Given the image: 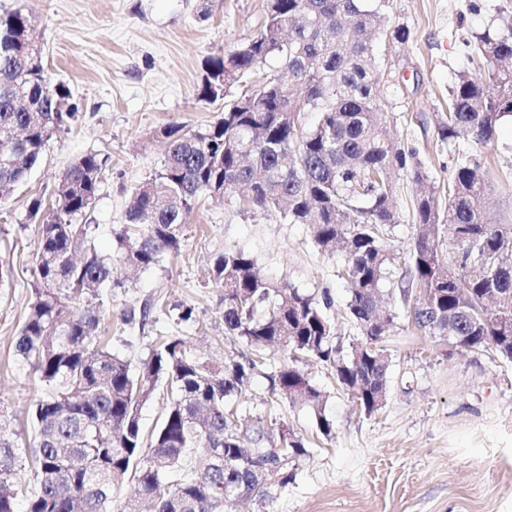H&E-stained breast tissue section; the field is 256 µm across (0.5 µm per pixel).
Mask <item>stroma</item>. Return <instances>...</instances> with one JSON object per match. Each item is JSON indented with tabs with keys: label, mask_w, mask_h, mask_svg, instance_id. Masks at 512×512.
Wrapping results in <instances>:
<instances>
[{
	"label": "stroma",
	"mask_w": 512,
	"mask_h": 512,
	"mask_svg": "<svg viewBox=\"0 0 512 512\" xmlns=\"http://www.w3.org/2000/svg\"><path fill=\"white\" fill-rule=\"evenodd\" d=\"M36 15V36L52 82L65 84L77 113L47 142L23 186L0 199V413L16 432L22 482H30L28 410L35 397L32 372L14 354V341L33 299L30 271L39 226L28 218L34 195L51 199L58 177L78 157L107 155L97 196L83 216L87 240L99 254L114 253L115 234L127 224L131 192L154 177L166 147L163 126L195 129L221 117L224 101L197 102L208 57L228 53L259 30L266 0H21ZM390 24L409 28L405 45L376 37L382 72L380 107L400 145L418 150L438 185H446L455 155L434 130L448 109L456 71L480 76L469 58L474 33L512 21V0H389ZM489 163L486 212L491 223L512 224V123L498 130ZM399 223L384 243L394 258L382 286L394 316L384 341L389 356L388 395L374 413L360 410L331 370L307 366L326 395L334 422L331 438L315 429L312 412L277 401L271 360L250 391L235 398L242 427L257 420L287 425L308 453L293 478L268 499H252L239 512H512V364L490 349L467 350L418 330L403 302L405 260L412 244L416 187L397 173ZM243 249L260 272L301 292L330 295L328 310L343 345L361 338L346 316L348 285L341 254L327 255L307 224H291L237 198L201 199L183 226L178 253L134 275L117 272L100 308V331L112 350L131 361L146 358L159 333L181 338L200 360L238 358L243 343L224 332V292L207 277L216 256ZM194 307L195 321L178 320V304ZM152 305L146 323L121 315Z\"/></svg>",
	"instance_id": "obj_1"
}]
</instances>
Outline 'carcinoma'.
I'll use <instances>...</instances> for the list:
<instances>
[{"label":"carcinoma","instance_id":"obj_1","mask_svg":"<svg viewBox=\"0 0 512 512\" xmlns=\"http://www.w3.org/2000/svg\"><path fill=\"white\" fill-rule=\"evenodd\" d=\"M385 20L383 0H267L255 38L206 60L197 100L215 101L223 76L247 90L205 128L161 129L168 141L161 169L134 189L128 224L115 236L121 264L157 267L178 251L186 217L203 197L242 191L257 209L315 225L321 251L342 249L348 316L362 339L344 353L327 314L329 294L318 301L262 277L253 256L226 249L212 277L224 289L225 333L247 348L241 359L210 365L168 337L136 366L112 352L99 334L100 310L91 304L116 285L112 260L85 245L86 225L77 223L96 197L107 158L86 154L64 172L51 203L36 195L28 208L39 224V248L15 353L41 389L30 409L34 486L24 489L16 479L18 447L0 417V512H16L20 494L27 512H112L114 494L130 479L138 497L121 512H142L143 501L155 512H235L254 494L269 496L292 477L288 464L307 453L303 438L288 429L275 446L265 425L242 435L234 423L231 400L250 389L269 346L288 355L271 376L272 393L311 408L321 435H333L334 423L325 395L299 366L303 360L330 368L365 413L379 410L389 364L368 344L380 343L392 326L378 301L393 262L380 234L399 223L396 171L410 173L416 186L403 287L406 300L425 295L410 310L415 327L458 336V345L490 348L512 363V225L486 222L487 170L477 156L458 150L442 206L417 149L395 145L379 111V67L368 39ZM32 27L27 9L0 15V146L15 131L21 136L11 144L10 163H0V190L23 184L46 142L74 117L68 87L51 81L43 60L32 59ZM471 54L485 77L456 75L448 112L435 128L444 145H492L500 123L512 119V23L475 35ZM269 59L279 61L288 79L256 80ZM17 81L25 84L31 112L14 101ZM307 112L318 113L312 126L304 122ZM445 236L455 246L451 265L440 249ZM161 382L169 403L147 434L140 410ZM189 452L204 461L203 471L184 474Z\"/></svg>","mask_w":512,"mask_h":512}]
</instances>
